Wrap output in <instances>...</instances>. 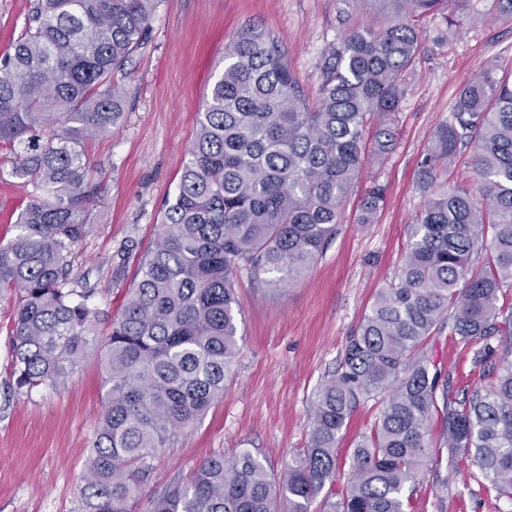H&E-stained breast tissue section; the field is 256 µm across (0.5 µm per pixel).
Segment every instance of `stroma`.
<instances>
[{
    "instance_id": "stroma-1",
    "label": "stroma",
    "mask_w": 512,
    "mask_h": 512,
    "mask_svg": "<svg viewBox=\"0 0 512 512\" xmlns=\"http://www.w3.org/2000/svg\"><path fill=\"white\" fill-rule=\"evenodd\" d=\"M34 0H0V56L25 29ZM494 0H469L460 28L441 16L422 23L421 48L399 110L398 135L382 161L366 166L342 222L322 255L297 282L278 289L241 271L236 281L240 351L224 394L206 417L161 448L135 505L186 480L209 456L249 451L275 480L309 443L312 396L340 364L347 338L380 288L404 262L410 226L422 207L419 166L435 131L448 122L459 89L484 69L512 70V17ZM347 26H340V12ZM381 0H162L149 42L127 65L130 97L110 136L85 145L102 200L70 254L72 275L94 288L91 307L117 314L152 245L163 204L172 198L197 118L224 50L248 25L275 36L307 93L321 81V57L345 28H380ZM0 148V244L20 232L28 190L11 174ZM386 187L373 223L359 221L373 182ZM123 273H116V266ZM17 303L0 293V512H78V489L105 394L106 324L64 384L17 388L10 373V325ZM414 512H512V502L486 497L476 481L448 462L428 467L412 497Z\"/></svg>"
}]
</instances>
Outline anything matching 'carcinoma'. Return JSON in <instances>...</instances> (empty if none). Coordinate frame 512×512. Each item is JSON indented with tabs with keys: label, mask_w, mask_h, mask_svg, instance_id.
<instances>
[{
	"label": "carcinoma",
	"mask_w": 512,
	"mask_h": 512,
	"mask_svg": "<svg viewBox=\"0 0 512 512\" xmlns=\"http://www.w3.org/2000/svg\"><path fill=\"white\" fill-rule=\"evenodd\" d=\"M160 2L36 0L0 59V147L14 151L11 174L33 195L18 215L21 233L0 245V288L19 292L10 336L20 388L63 383L94 335L100 311L88 304L92 291L76 290L69 261L102 192L84 146L123 121L126 66L148 42ZM388 2L397 8L382 31L351 30L325 49L314 97L265 29L248 26L225 48L162 230L111 320L80 512H133L156 450L224 394L239 352L238 272L273 288L300 279L336 234L365 163L392 149L420 20L440 14L455 26L467 0ZM469 144L475 190L448 180ZM421 168L426 200L404 264L315 390L309 445L283 482L248 451L214 454L150 512H310L324 490L326 512H406V488L445 454L459 469L477 468L487 496L512 502L511 72L490 67L463 85ZM384 197L380 184L368 190L361 223H372ZM445 324L472 354L469 380L423 349ZM370 401L377 422L337 493V443Z\"/></svg>",
	"instance_id": "carcinoma-1"
}]
</instances>
